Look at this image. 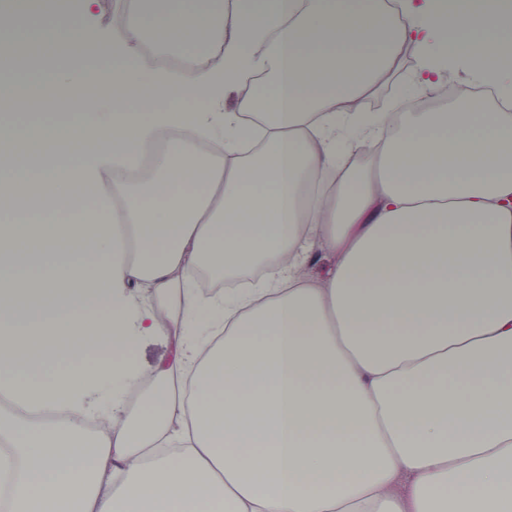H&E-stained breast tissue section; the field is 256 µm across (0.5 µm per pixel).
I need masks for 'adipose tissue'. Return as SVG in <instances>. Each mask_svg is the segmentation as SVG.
<instances>
[{"mask_svg": "<svg viewBox=\"0 0 512 512\" xmlns=\"http://www.w3.org/2000/svg\"><path fill=\"white\" fill-rule=\"evenodd\" d=\"M503 0H460L441 33L431 0H210L141 20L0 10V35L57 42L75 66L49 83L21 67L0 141L52 144L95 126L91 152L0 162V185L36 224L0 223V471L10 512H512V112L424 88L455 66L512 98ZM163 36L191 67L170 73L145 47ZM419 71L413 116L392 137L351 127L349 102L396 71ZM262 85L240 94L242 82ZM108 84L167 97L84 94ZM62 119L28 122L33 92ZM236 94L237 109L224 110ZM165 140L142 191L120 164ZM119 186L101 193L103 176ZM97 205L66 223L64 188ZM120 198V217L112 200ZM330 257L311 269L308 245ZM268 266L234 296L204 295L194 273ZM206 326L208 342L188 339ZM170 343L135 408L85 430L104 379L134 382L138 345ZM93 356L43 382L23 374ZM63 410L43 422L41 410Z\"/></svg>", "mask_w": 512, "mask_h": 512, "instance_id": "obj_1", "label": "adipose tissue"}]
</instances>
